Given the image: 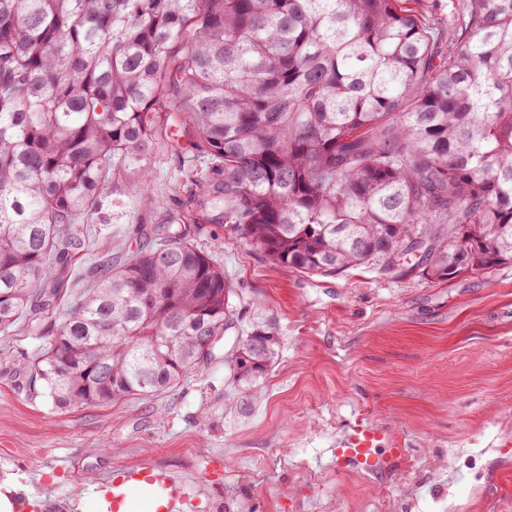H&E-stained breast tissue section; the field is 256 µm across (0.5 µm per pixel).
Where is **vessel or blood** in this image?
Instances as JSON below:
<instances>
[{
	"label": "vessel or blood",
	"mask_w": 512,
	"mask_h": 512,
	"mask_svg": "<svg viewBox=\"0 0 512 512\" xmlns=\"http://www.w3.org/2000/svg\"><path fill=\"white\" fill-rule=\"evenodd\" d=\"M380 439L379 432L364 421H356L345 433L342 444L356 456L371 454ZM187 479L171 470L149 464L119 467L112 471V512H130L133 490L146 492L152 512H175L186 500Z\"/></svg>",
	"instance_id": "1"
}]
</instances>
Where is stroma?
Masks as SVG:
<instances>
[{"instance_id":"1","label":"stroma","mask_w":512,"mask_h":512,"mask_svg":"<svg viewBox=\"0 0 512 512\" xmlns=\"http://www.w3.org/2000/svg\"><path fill=\"white\" fill-rule=\"evenodd\" d=\"M175 163L164 151L151 160L153 210L140 204L137 169L116 177L60 293L0 330V477L19 476L33 500L14 512L58 501L103 512L97 482L144 463L188 477L179 512H319L324 498L342 512H396L407 496L436 512L431 490L448 483L465 512H486L472 488L492 496L499 468L457 465L410 486L397 471L348 473L338 441L361 416L384 432L389 457L495 448L512 462V264L437 282L417 251L390 274L307 276L273 265L234 225L198 224L194 242L223 267L235 317L197 371L161 394L72 409L30 386L47 330L93 267L161 236ZM256 328L278 356L246 397L224 357Z\"/></svg>"}]
</instances>
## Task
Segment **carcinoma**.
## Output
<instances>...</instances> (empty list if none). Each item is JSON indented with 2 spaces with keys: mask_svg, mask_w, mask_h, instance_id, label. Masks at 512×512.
<instances>
[{
  "mask_svg": "<svg viewBox=\"0 0 512 512\" xmlns=\"http://www.w3.org/2000/svg\"><path fill=\"white\" fill-rule=\"evenodd\" d=\"M0 0V329L58 292L82 224L175 130L161 242L92 272L31 384L56 407L173 388L233 324L224 269L186 225L234 224L311 276L430 243L440 282L512 262V0ZM255 336L266 350L248 351ZM255 329L239 381L273 363ZM458 0H421L423 15L427 22L438 27L448 28L454 7Z\"/></svg>",
  "mask_w": 512,
  "mask_h": 512,
  "instance_id": "1",
  "label": "carcinoma"
}]
</instances>
